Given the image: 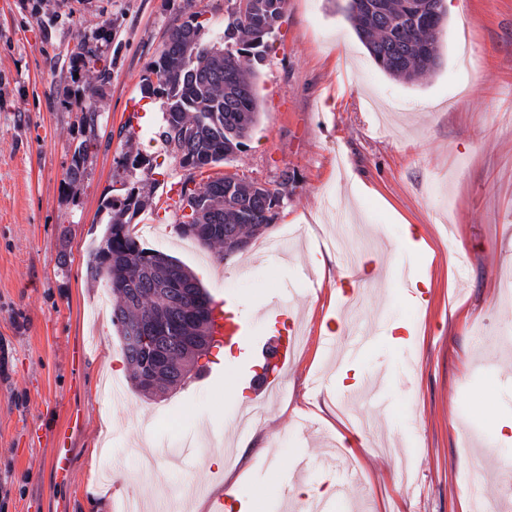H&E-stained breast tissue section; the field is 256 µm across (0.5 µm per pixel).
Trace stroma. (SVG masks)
Listing matches in <instances>:
<instances>
[{
	"label": "stroma",
	"instance_id": "stroma-1",
	"mask_svg": "<svg viewBox=\"0 0 512 512\" xmlns=\"http://www.w3.org/2000/svg\"><path fill=\"white\" fill-rule=\"evenodd\" d=\"M461 2L439 67L410 84L376 66L336 0H288L257 66L259 122L224 166L288 188L266 232L220 262L178 235L169 193L189 172L155 138L161 99L141 93L186 0H0V512H114L123 494L153 502L161 487L139 475L138 441L162 444L152 465L177 512H207L191 492L218 475L224 490L256 495V512H295V498L340 477L317 467L285 493L301 453L342 457L355 474L337 512H461L475 487L491 512L512 504L502 483L512 475V299L501 290L512 270V0ZM81 42L110 73L94 92L75 74ZM91 135L85 177L70 183L73 151ZM131 143L155 163L143 180L158 182L154 206L134 219L153 230L145 247L191 268L214 300L235 297L243 320L290 302L302 341L276 393L225 397L244 356L224 344L161 396L128 388L112 290L88 282L86 264L106 230L102 198L125 191L119 161ZM406 220L434 257L404 241ZM314 248L335 263L315 272ZM403 264L433 280L427 308L405 297ZM353 319L379 337L340 378L324 336L343 341ZM396 323L412 327V342L391 335ZM108 373L125 387L120 402L102 385ZM360 380L380 387L386 408L345 405ZM255 398L261 418L241 431L232 466L205 443L185 453L196 431H226ZM76 410L84 422L62 489L49 437ZM358 436L366 446L355 453Z\"/></svg>",
	"mask_w": 512,
	"mask_h": 512
}]
</instances>
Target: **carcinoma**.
I'll use <instances>...</instances> for the list:
<instances>
[{
	"label": "carcinoma",
	"instance_id": "1",
	"mask_svg": "<svg viewBox=\"0 0 512 512\" xmlns=\"http://www.w3.org/2000/svg\"><path fill=\"white\" fill-rule=\"evenodd\" d=\"M286 0H227L224 32L204 37L205 11H192L168 28L150 66L157 82L143 79V91L164 98L158 132L166 152L179 159L189 176L182 183L179 208L190 209L177 231L209 247L240 239L250 243L274 222L288 187L271 191L237 173L214 168L245 145L258 121L257 69L244 62L263 60L267 40L284 17ZM342 10L376 65L405 82H414L440 64L439 41L447 18L446 0H347ZM84 63L91 90L109 77L98 68L97 51L85 42L72 51ZM94 147L79 143L68 176L82 180ZM126 170L152 169L150 159L128 145L120 161ZM155 183L131 186L119 198L106 197V231L92 253L86 277L106 282L116 296L112 324L131 367L132 387L149 394L157 386L184 382L198 358L214 344L207 335L213 300L182 263L143 246L131 221L154 204ZM151 336L145 345L140 332Z\"/></svg>",
	"mask_w": 512,
	"mask_h": 512
}]
</instances>
